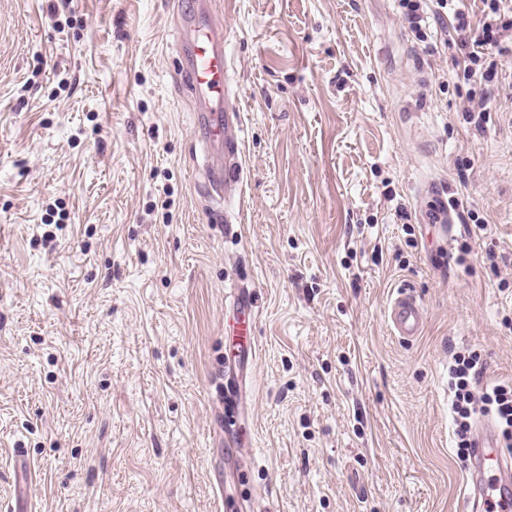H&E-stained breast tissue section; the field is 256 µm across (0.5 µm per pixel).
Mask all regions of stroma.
<instances>
[{
	"mask_svg": "<svg viewBox=\"0 0 512 512\" xmlns=\"http://www.w3.org/2000/svg\"><path fill=\"white\" fill-rule=\"evenodd\" d=\"M211 2L246 126L235 241L177 68L187 0H0V501L21 447L34 512H462L448 363L512 381V92L470 123L480 84L400 0ZM246 290L249 412L224 430ZM435 192L430 191L433 204V216L434 223L439 224L441 232L445 237H448V243H450L453 230V224H457L458 216L455 212L448 208V204L438 194L437 188H433ZM399 288L388 303L386 317L396 336L411 340L419 336L423 330L426 320L425 307L407 287ZM239 315L236 325L233 326L234 336H237L239 345L255 352V343L251 339L253 328L256 325L257 307L250 299L239 295Z\"/></svg>",
	"mask_w": 512,
	"mask_h": 512,
	"instance_id": "1",
	"label": "stroma"
}]
</instances>
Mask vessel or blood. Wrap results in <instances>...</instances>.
Instances as JSON below:
<instances>
[{"mask_svg":"<svg viewBox=\"0 0 512 512\" xmlns=\"http://www.w3.org/2000/svg\"><path fill=\"white\" fill-rule=\"evenodd\" d=\"M225 39L224 28L216 23L209 0H191L179 32L183 67L190 79L197 120L205 129L204 142L210 156L209 187L223 197L224 232L234 237L238 234L240 215L235 205L242 199L244 184L242 121ZM432 204L435 223L444 236H451L457 214L440 195H433ZM239 306L233 333L240 346L251 350L255 347L251 335L257 308L246 298L240 299ZM386 317L395 335L410 340L423 330L425 307L403 286L391 297ZM13 462L15 481L6 509L29 512L33 474L24 449H14ZM463 499L466 512H512V455L502 450L496 428L486 418L479 419L474 428Z\"/></svg>","mask_w":512,"mask_h":512,"instance_id":"vessel-or-blood-1","label":"vessel or blood"}]
</instances>
